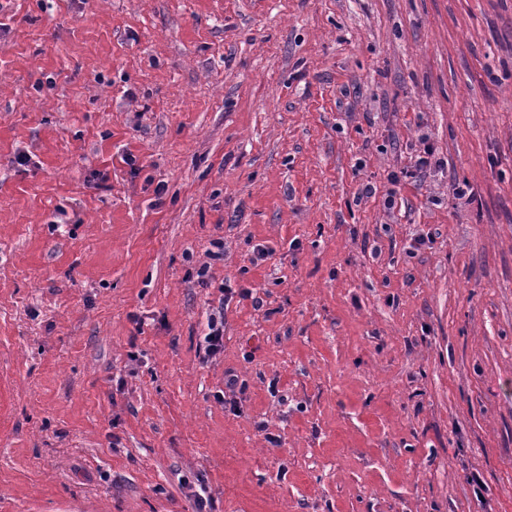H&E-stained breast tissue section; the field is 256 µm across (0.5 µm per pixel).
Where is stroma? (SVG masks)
<instances>
[{"mask_svg":"<svg viewBox=\"0 0 512 512\" xmlns=\"http://www.w3.org/2000/svg\"><path fill=\"white\" fill-rule=\"evenodd\" d=\"M201 484L512 512V0H0V512ZM207 327L209 332L205 334V352L208 356L215 355L223 346L224 340V312L218 310L211 313Z\"/></svg>","mask_w":512,"mask_h":512,"instance_id":"1","label":"stroma"}]
</instances>
